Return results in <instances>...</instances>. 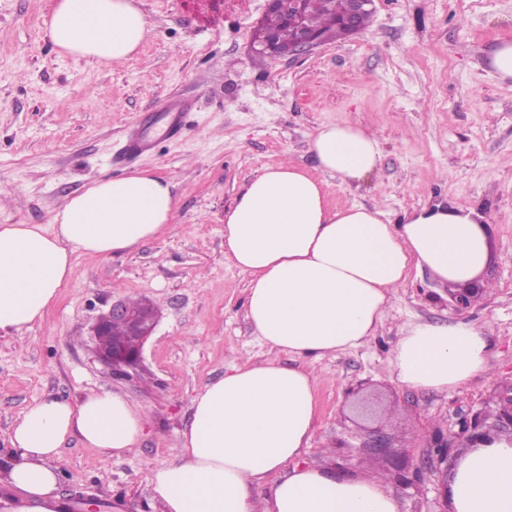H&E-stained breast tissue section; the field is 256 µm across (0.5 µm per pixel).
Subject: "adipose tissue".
<instances>
[{"label": "adipose tissue", "mask_w": 512, "mask_h": 512, "mask_svg": "<svg viewBox=\"0 0 512 512\" xmlns=\"http://www.w3.org/2000/svg\"><path fill=\"white\" fill-rule=\"evenodd\" d=\"M152 29L137 0H54L48 36L63 56L123 61ZM309 149L341 186L377 171L378 136L351 123L320 126ZM172 186L148 171L99 177L66 198L49 226L0 225V334L41 319L68 280L73 255L128 253L170 227ZM224 256L249 275L246 318L265 360L231 365L191 399L178 461L150 471L162 512H403L380 475H355L306 459L317 414L316 361L375 336L410 269L466 285L491 258L475 210L434 203L394 221L363 205L330 208L324 184L290 165L265 168L224 213ZM489 324L419 322L392 353L399 384L455 392L491 371ZM293 357L283 364L281 355ZM148 416L119 392L78 402L36 401L14 426L15 458L0 469V512H57L64 442L122 457ZM449 512H512V441L467 449L448 476Z\"/></svg>", "instance_id": "1"}]
</instances>
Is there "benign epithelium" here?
Segmentation results:
<instances>
[{"instance_id":"obj_1","label":"benign epithelium","mask_w":512,"mask_h":512,"mask_svg":"<svg viewBox=\"0 0 512 512\" xmlns=\"http://www.w3.org/2000/svg\"><path fill=\"white\" fill-rule=\"evenodd\" d=\"M317 0H266V10H279L285 22L293 29L294 42L283 53L274 39L253 41L250 51L270 58L297 59L307 55L326 44L323 35L313 31L306 23V15L316 5ZM374 0H350L349 13L344 18V25L351 35L362 32L358 26L361 14L373 11ZM119 322L126 326L130 341L124 345L104 348L100 341L108 335L112 323ZM157 325V318L145 311L137 312L128 307L127 302L118 300L96 319L91 327V336L95 344L97 358L115 374H124L126 369L135 368L142 358L144 344L152 335ZM505 435L512 440V394L501 399L497 419L496 435Z\"/></svg>"}]
</instances>
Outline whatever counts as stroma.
<instances>
[{"label": "stroma", "instance_id": "obj_1", "mask_svg": "<svg viewBox=\"0 0 512 512\" xmlns=\"http://www.w3.org/2000/svg\"><path fill=\"white\" fill-rule=\"evenodd\" d=\"M140 3L150 39L101 66L53 51L51 0H0V225L48 224L92 180L135 170L169 180L177 203L169 229L135 251L73 257L44 317L22 338L0 335V468L14 456L12 427L41 397L118 391L149 414L138 445L115 458L71 436L55 461L57 493L63 512L86 501L99 512H155L149 470L180 456L192 396L232 362L266 357L245 317L249 277L224 257V210L248 179L285 163L323 178L332 207L374 206L396 219L443 202L487 219L491 261L471 305L456 306L447 285L412 272L368 343L315 365L311 458L385 475L404 512H443L441 473L461 450L422 466L433 435L477 419L491 428L512 388V80L485 63L512 39V0H375L359 35L294 61L249 50L265 0ZM172 97L193 103L177 138L143 121ZM340 122L381 141L378 170L351 191L322 176L309 151L318 127ZM138 127L151 150L114 163ZM141 297L160 318L141 366L119 377L98 361L90 328L113 301ZM487 319L494 375L448 394L397 382L401 328ZM377 428L391 438L380 454L363 447Z\"/></svg>", "mask_w": 512, "mask_h": 512}]
</instances>
